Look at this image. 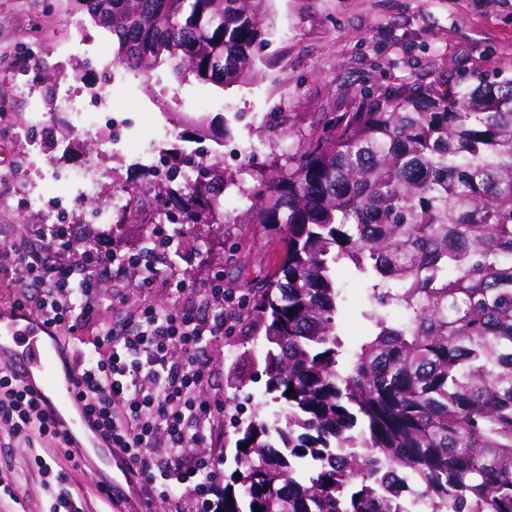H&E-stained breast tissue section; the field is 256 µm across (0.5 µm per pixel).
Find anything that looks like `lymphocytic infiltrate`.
<instances>
[{
    "mask_svg": "<svg viewBox=\"0 0 512 512\" xmlns=\"http://www.w3.org/2000/svg\"><path fill=\"white\" fill-rule=\"evenodd\" d=\"M40 237L54 260L38 261L17 245L0 248V290L10 306L67 336L77 398L121 458L127 483L167 512H215L210 497L220 457L208 447L217 410L198 396L213 376L202 351L233 334L244 301L218 278L194 292L169 280L164 259L174 240L163 225L155 227L146 258L107 252L76 262L68 257L74 240H60L51 228ZM107 281L112 292L103 300L99 290ZM161 283L180 296L192 293V301L179 308L155 301L151 292ZM203 306L219 312L202 317ZM36 437L73 468L84 466L41 397L0 366V445ZM194 445L198 454H189ZM29 460L46 477L49 512H84L49 460L39 454Z\"/></svg>",
    "mask_w": 512,
    "mask_h": 512,
    "instance_id": "f902f5d3",
    "label": "lymphocytic infiltrate"
}]
</instances>
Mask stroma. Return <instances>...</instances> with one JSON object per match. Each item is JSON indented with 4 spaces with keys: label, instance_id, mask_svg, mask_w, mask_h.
Segmentation results:
<instances>
[{
    "label": "stroma",
    "instance_id": "stroma-1",
    "mask_svg": "<svg viewBox=\"0 0 512 512\" xmlns=\"http://www.w3.org/2000/svg\"><path fill=\"white\" fill-rule=\"evenodd\" d=\"M269 14L273 33L259 53L262 77L255 83L220 89L166 79L148 86L143 77L131 74L124 84L110 89V104L127 110L133 119L131 129L121 135L117 152L105 163L116 170L118 183L142 182L136 162L155 125L167 114L187 111L195 100L205 102L204 114L213 121L228 112L242 113L232 139L216 147L215 154L245 178L250 166L266 162L269 152H294L300 137L323 131L331 118L350 111L363 91H385L406 81L435 80L453 86L476 73L512 69V0H271ZM83 35L91 39L88 51L93 66L89 69L82 68L73 55V46ZM28 48L68 73V80L57 86L62 95L84 93L87 83L103 81L116 45L87 16L72 10L69 0H0V59L20 62L14 75H0V246L17 243L45 258L49 252L36 234L42 218L31 208L30 197L75 195L65 174L81 165L86 152L80 138L68 151L52 148L70 119L44 101L38 107L44 118L32 127V141H15V127L28 119L31 110L15 94L17 86L31 84L34 77L31 61L23 57ZM280 120L294 130L293 138L272 146L250 131L251 126ZM249 146L255 152L247 159L242 150ZM240 205L238 197L226 195L227 223L197 225V239L172 256L168 275L198 288L220 276L225 287L254 295L270 273L283 233L278 228L234 223ZM160 219L158 205L145 204L140 223L97 237L96 245L137 250L143 234L152 232ZM217 237L223 238L228 252L242 245L248 254L246 262L233 263L210 254ZM336 280L349 296L340 329L351 342L366 328L361 316L365 292L344 267H337ZM265 351L263 332L247 314L233 335L205 350L215 374L202 396L221 403L225 413L214 443L226 459L218 484H225L233 470L235 436L229 415L245 419L259 407L270 416L278 409L267 392ZM27 453L21 447H0V472L18 478L22 512H48L50 502L42 479L25 466Z\"/></svg>",
    "mask_w": 512,
    "mask_h": 512
}]
</instances>
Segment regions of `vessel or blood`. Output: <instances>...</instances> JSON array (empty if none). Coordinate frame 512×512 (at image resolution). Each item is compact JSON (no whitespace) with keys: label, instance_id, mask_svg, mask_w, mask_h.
I'll use <instances>...</instances> for the list:
<instances>
[{"label":"vessel or blood","instance_id":"b4317fda","mask_svg":"<svg viewBox=\"0 0 512 512\" xmlns=\"http://www.w3.org/2000/svg\"><path fill=\"white\" fill-rule=\"evenodd\" d=\"M60 343V336L40 318L0 309V365L45 400L72 446L111 463V449L75 398L73 371L56 367Z\"/></svg>","mask_w":512,"mask_h":512}]
</instances>
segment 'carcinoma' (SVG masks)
Returning a JSON list of instances; mask_svg holds the SVG:
<instances>
[{"instance_id":"cac0c4a2","label":"carcinoma","mask_w":512,"mask_h":512,"mask_svg":"<svg viewBox=\"0 0 512 512\" xmlns=\"http://www.w3.org/2000/svg\"><path fill=\"white\" fill-rule=\"evenodd\" d=\"M73 2L129 73L221 89L261 77L267 0ZM34 67L47 88L61 78L41 56ZM476 81L365 93L288 170L273 156L250 171L252 186L186 157L121 187L116 226L139 221L149 192L180 235L224 224L235 189L248 205L233 223L286 228L250 310L281 409L233 420L219 512H401L413 498L426 512H512V77ZM238 120L187 122L226 140ZM338 265L366 284L369 326L352 347Z\"/></svg>"}]
</instances>
